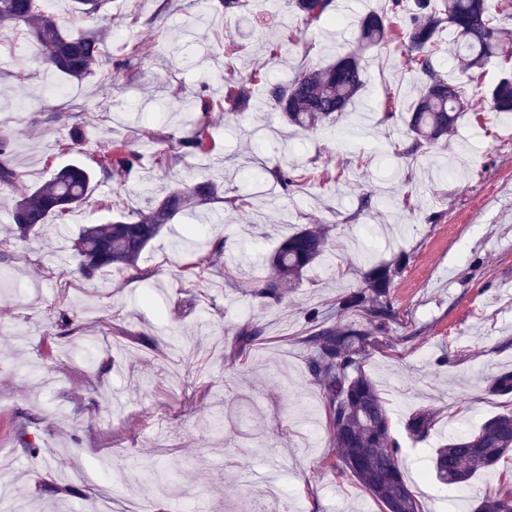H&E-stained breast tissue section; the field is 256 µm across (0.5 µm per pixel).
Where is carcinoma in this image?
<instances>
[{"label":"carcinoma","instance_id":"1","mask_svg":"<svg viewBox=\"0 0 512 512\" xmlns=\"http://www.w3.org/2000/svg\"><path fill=\"white\" fill-rule=\"evenodd\" d=\"M108 0H72L73 11L89 24L78 29L62 28L54 16L37 7V0H0V29L11 28L31 36L46 64L69 80L80 81L93 74L108 39V28L101 15ZM333 0H291L293 11L309 27L333 21ZM455 33L454 56L458 74L447 77L439 70L440 33ZM357 50L336 56L319 70H306L288 84L262 78L274 109L287 123L305 131L331 128L363 87L360 53L389 40L398 43L407 55V66L417 74L419 93L405 116L410 144L405 154L414 155L424 145H434L456 128L466 112H512V72L501 78L488 93L467 96L470 73L504 56V28L490 13L487 0H386L379 12H370L359 21ZM181 106L202 112L199 127L177 145L194 153L206 154L208 124L205 117L213 110L210 100L186 96ZM249 108L243 86L224 82L220 109L226 116L239 117ZM10 138L0 130V187L14 188L22 175L11 160ZM141 155L120 143L101 154L97 170L72 163L57 170L41 185L22 194L12 207V221L22 235L39 236L41 229L56 216L73 211L93 193L97 173L122 180L137 172ZM295 161L270 171L282 194L297 186ZM219 184L199 179L169 191L148 210L121 213L107 224L84 227L72 240L71 249L79 258L85 276L118 269L138 270L144 250L174 217L198 204L212 200ZM328 229L310 224L286 237L270 257V274L256 285L255 295L281 303L285 290L295 287L304 272L318 264L328 250ZM175 251L194 255L203 241L194 232L177 236ZM403 253L370 268L364 285L346 295L340 307L378 321L395 316L389 301V288L405 269ZM313 355L308 368L323 391L333 430L332 467L341 475L350 474L381 504L390 510L399 501L403 512H419L415 495L403 477L399 448L392 436L385 403L361 364L372 345V336L354 326L322 330L310 338ZM489 390L512 393V371L493 376ZM433 413L418 410L408 416L404 427L418 441L434 426ZM512 451V412L485 421L475 433L456 432L448 436L435 454L434 471L451 493L468 488L479 471L495 466ZM473 512H512V484L481 498Z\"/></svg>","mask_w":512,"mask_h":512}]
</instances>
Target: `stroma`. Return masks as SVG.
I'll list each match as a JSON object with an SVG mask.
<instances>
[{"instance_id":"35a3bbf8","label":"stroma","mask_w":512,"mask_h":512,"mask_svg":"<svg viewBox=\"0 0 512 512\" xmlns=\"http://www.w3.org/2000/svg\"><path fill=\"white\" fill-rule=\"evenodd\" d=\"M382 5L334 0L336 27L308 28L286 0H246L229 14L219 0L204 9L196 0H108L112 38L79 82L47 72L32 38L0 30V129L26 186L73 161L93 166L116 142L142 156L138 173L102 177L39 242L15 236L11 195L0 191V452L9 459L0 484L17 482L27 512H89L105 490L137 512H249L257 500L269 512H381L331 467V423L307 360L309 337L332 325L364 327L379 342L362 369L386 403L422 512H473L477 498L512 483L507 458L461 495L424 476L450 433L512 410V394L488 390L493 373L512 370V114L463 116L447 146L406 161L401 113L417 80L389 43L364 51V88L335 133L286 127L256 82L239 121L209 113L210 153L170 148L193 132L168 109L181 93L211 95L257 70L278 82L324 67L356 47L357 19ZM279 40L293 41L288 57L270 54ZM128 41L142 61L115 69ZM388 99L398 112L387 119ZM74 127L83 139L60 151ZM270 128L287 134L305 168L329 169L333 180L289 196L269 175L243 184L254 160L281 162ZM204 177L223 179L218 200L167 224L138 271L79 272L70 242L82 226ZM308 224L328 228L333 262L305 272L287 304L258 298L270 253ZM190 227L225 243L195 279L189 257L170 246ZM401 251L410 260L390 290L394 320L339 309L368 269ZM254 327L258 335L242 343L241 331ZM419 409L437 420L416 441L404 422ZM153 468L171 482L148 481Z\"/></svg>"}]
</instances>
